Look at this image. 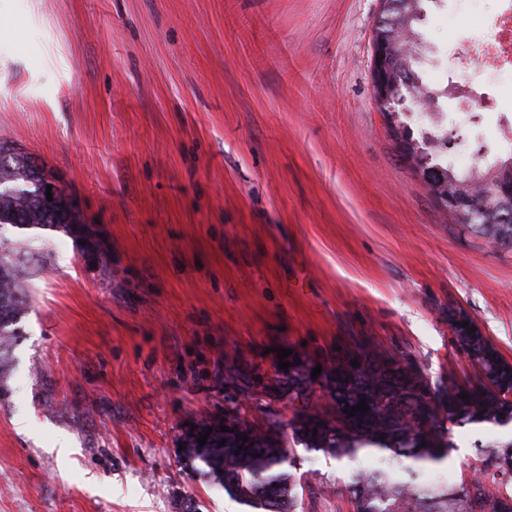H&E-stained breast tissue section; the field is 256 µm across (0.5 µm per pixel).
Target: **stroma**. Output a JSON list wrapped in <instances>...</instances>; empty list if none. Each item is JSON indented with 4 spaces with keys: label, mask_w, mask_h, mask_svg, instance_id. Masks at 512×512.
I'll return each mask as SVG.
<instances>
[{
    "label": "stroma",
    "mask_w": 512,
    "mask_h": 512,
    "mask_svg": "<svg viewBox=\"0 0 512 512\" xmlns=\"http://www.w3.org/2000/svg\"><path fill=\"white\" fill-rule=\"evenodd\" d=\"M501 0H445L425 70L465 144L499 152L512 70L477 61ZM381 0H0V137L101 234L29 230V309L0 386V512H249L186 468L188 420L234 407L224 356L269 369L360 339L431 379H474L465 310L512 360V249L437 206L375 102ZM457 429L427 473L460 481ZM345 484L358 463L296 448Z\"/></svg>",
    "instance_id": "1"
}]
</instances>
